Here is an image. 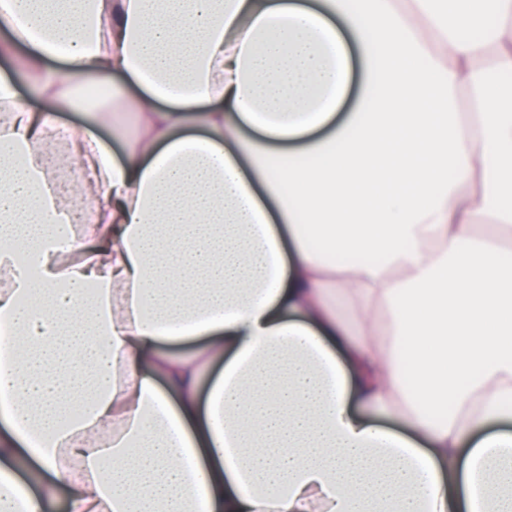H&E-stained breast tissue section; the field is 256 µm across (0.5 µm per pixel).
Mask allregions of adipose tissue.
I'll list each match as a JSON object with an SVG mask.
<instances>
[{
	"mask_svg": "<svg viewBox=\"0 0 512 512\" xmlns=\"http://www.w3.org/2000/svg\"><path fill=\"white\" fill-rule=\"evenodd\" d=\"M355 2L0 0V512H512V0ZM7 39L8 32L0 28V73L2 70V72H5L13 79L16 84L18 97L25 105L39 109L40 102L29 93L27 74L14 58L15 55L20 53V50H14L9 55L1 54V43L6 42Z\"/></svg>",
	"mask_w": 512,
	"mask_h": 512,
	"instance_id": "adipose-tissue-1",
	"label": "adipose tissue"
}]
</instances>
